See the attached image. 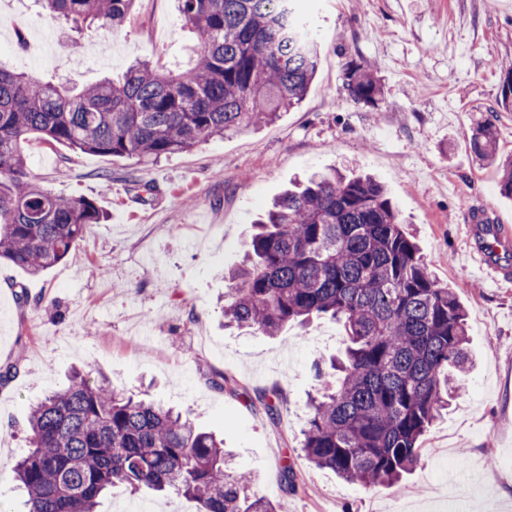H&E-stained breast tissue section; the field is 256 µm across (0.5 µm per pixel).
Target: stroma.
<instances>
[{
  "instance_id": "obj_1",
  "label": "stroma",
  "mask_w": 512,
  "mask_h": 512,
  "mask_svg": "<svg viewBox=\"0 0 512 512\" xmlns=\"http://www.w3.org/2000/svg\"><path fill=\"white\" fill-rule=\"evenodd\" d=\"M31 24L0 23V64L82 87L131 61L181 67L197 38L175 0H136L120 31L80 33L13 0ZM320 45L316 76L294 109L272 123L226 133L156 162L75 153L32 140L36 180L83 196L104 214L73 258L34 277L0 263V512H26L12 467L28 448L32 405L67 386L73 369L107 376L190 415L223 438L257 494L282 512H512V284L480 276L463 226L489 212L512 225V198L495 166L476 159L464 133L491 119L512 155V109H502L512 65V0H298ZM367 63L384 99L349 97L343 66ZM337 168L382 182L430 271L467 311L474 358L467 396L426 432L421 466L394 488L367 489L309 463L302 429L316 393L312 364L339 353L342 329L327 319L269 337L225 329L224 273L272 199L291 181ZM235 390L220 389L222 377ZM279 390L277 416L261 398ZM292 466L293 484L282 477ZM189 512L176 493L113 490L96 512Z\"/></svg>"
}]
</instances>
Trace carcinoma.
<instances>
[{
  "label": "carcinoma",
  "mask_w": 512,
  "mask_h": 512,
  "mask_svg": "<svg viewBox=\"0 0 512 512\" xmlns=\"http://www.w3.org/2000/svg\"><path fill=\"white\" fill-rule=\"evenodd\" d=\"M81 30L121 29L136 0H40ZM294 0H178L197 34L189 67L146 61L80 91L0 68V261L40 274L73 255L103 219L93 201L42 188L22 143L157 161L229 131L273 122L298 105L318 67L317 38ZM349 96L375 107L383 87L350 61ZM480 160L497 162L512 197V158L496 157L491 119L470 128ZM229 273L224 325L278 336L325 315L342 325L344 351L314 365L302 450L306 459L366 488L395 487L421 462L422 436L468 386L466 312L434 278L384 186L370 176L314 175L282 194L242 243ZM30 448L15 465L28 512H95L112 488L173 490L197 512H279L250 493L224 442L180 412L77 372L32 407Z\"/></svg>",
  "instance_id": "1"
}]
</instances>
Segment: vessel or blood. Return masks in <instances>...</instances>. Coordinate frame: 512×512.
Here are the masks:
<instances>
[{
	"instance_id": "obj_1",
	"label": "vessel or blood",
	"mask_w": 512,
	"mask_h": 512,
	"mask_svg": "<svg viewBox=\"0 0 512 512\" xmlns=\"http://www.w3.org/2000/svg\"><path fill=\"white\" fill-rule=\"evenodd\" d=\"M464 234L472 259L487 279L500 283L512 278L500 259L501 252L512 250L511 227L472 220L465 224Z\"/></svg>"
}]
</instances>
